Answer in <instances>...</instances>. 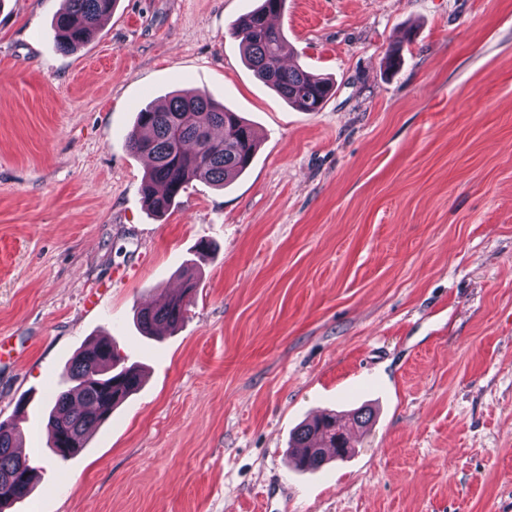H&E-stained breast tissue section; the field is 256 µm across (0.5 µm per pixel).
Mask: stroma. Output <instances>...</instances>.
<instances>
[{"instance_id": "35a3bbf8", "label": "stroma", "mask_w": 512, "mask_h": 512, "mask_svg": "<svg viewBox=\"0 0 512 512\" xmlns=\"http://www.w3.org/2000/svg\"><path fill=\"white\" fill-rule=\"evenodd\" d=\"M259 4L118 0L63 53V0H0V421L36 469L10 512H512V0H285L317 112L229 35ZM188 88L260 144L157 217L125 136ZM190 266L185 320L144 336ZM104 338L143 383L55 459L52 396ZM364 405L344 459L295 468L303 421Z\"/></svg>"}]
</instances>
